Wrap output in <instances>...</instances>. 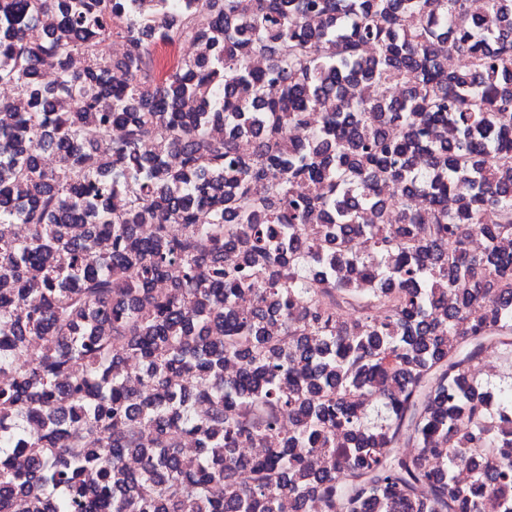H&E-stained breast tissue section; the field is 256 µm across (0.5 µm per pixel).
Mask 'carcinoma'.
<instances>
[{
  "instance_id": "cac0c4a2",
  "label": "carcinoma",
  "mask_w": 512,
  "mask_h": 512,
  "mask_svg": "<svg viewBox=\"0 0 512 512\" xmlns=\"http://www.w3.org/2000/svg\"><path fill=\"white\" fill-rule=\"evenodd\" d=\"M0 83V512H512V0H0ZM188 43L184 41L177 43L159 42L155 45V53L161 63L163 76L183 58L182 49ZM498 363V370L495 373H486L485 369L488 365ZM473 376L477 381L493 384H500L507 388L510 375L512 376V357L511 359L498 352H489L483 361L473 370Z\"/></svg>"
}]
</instances>
